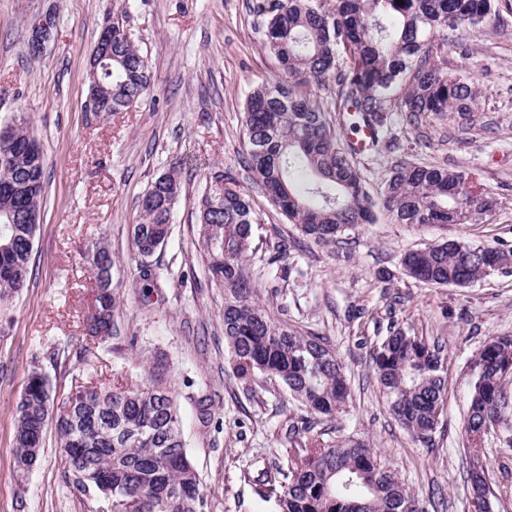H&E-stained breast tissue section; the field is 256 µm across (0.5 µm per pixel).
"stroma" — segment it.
<instances>
[{"label": "stroma", "instance_id": "1", "mask_svg": "<svg viewBox=\"0 0 512 512\" xmlns=\"http://www.w3.org/2000/svg\"><path fill=\"white\" fill-rule=\"evenodd\" d=\"M261 0H0V127L25 120L43 152L41 223L31 280L0 305V512H100V499L66 477L57 437L47 430L38 466L20 472L13 442L16 405L31 370L44 373L57 398L75 375L112 385L123 366L131 380L160 363L179 410L185 447L205 492L203 512H279L260 475L287 466L285 424L299 406L266 379L244 394L224 341V291L212 283L196 235L207 173L244 177L243 113L249 93L272 80L277 62L263 46ZM495 23L469 36L468 53L448 50V67L467 69L479 88L471 130L447 118L419 127L395 123L393 152L361 156L367 187L378 195L394 161L478 171L500 206L483 224L440 228L364 224L343 243L320 246L287 227L260 191L261 221L251 262L256 301L302 331L328 339L346 367L351 396L330 424L328 440L370 442L428 512H472L462 436L473 361L494 336L512 335V275L493 273L466 288L436 287L405 274L402 255L438 239L512 246V0H494ZM53 12L57 26L40 58H31L30 25ZM122 17L148 61L152 88L126 112L85 108L89 57L106 18ZM180 163L183 193L168 243L153 256L157 289L143 287L129 236L138 200L150 183ZM296 243L280 279L268 263L277 234ZM112 253L115 321L134 349L89 341L84 320L95 280L86 254ZM399 327L443 346L447 394L430 441L411 439L373 375L371 355ZM210 406L201 425L199 401ZM480 464L493 512H512V448L495 435Z\"/></svg>", "mask_w": 512, "mask_h": 512}]
</instances>
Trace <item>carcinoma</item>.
Instances as JSON below:
<instances>
[{
  "label": "carcinoma",
  "mask_w": 512,
  "mask_h": 512,
  "mask_svg": "<svg viewBox=\"0 0 512 512\" xmlns=\"http://www.w3.org/2000/svg\"><path fill=\"white\" fill-rule=\"evenodd\" d=\"M492 0H274L264 13V47L277 60L275 78L252 90L244 109V171L252 186L302 236L334 245L346 231L384 218L391 224H483L499 206L476 174L400 161L384 180L381 208L368 194L354 143L342 128L364 125L377 153L393 143L391 120L411 124L452 114L469 128L476 96L471 75L448 72V44L486 28ZM112 27V111L124 112L148 92L151 75L140 50ZM328 92L327 97L319 91ZM337 112L332 120L331 112ZM25 120L13 140L0 144V304L27 287L36 225L10 224L17 207L40 211L42 152L27 149ZM183 192L177 167L151 182L138 201L139 220L129 234L138 277L155 286L149 263L171 235L173 212ZM259 216L237 176H206L197 235L206 268L224 289V340L232 372L247 390L259 376L274 382L304 413L288 432L297 448L290 464L262 475L266 493L281 512H427L376 451L350 437L324 440L320 422L334 420L349 398L343 365L326 338L304 334L254 301L248 267ZM95 287L112 290V254L103 245L89 255ZM418 281L465 287L498 271L512 274V249L441 240L402 258ZM117 298L97 301L84 330L114 340L112 350L133 349L118 336ZM443 350L396 328L372 353L373 374L390 398L393 414L411 438L427 442L445 404ZM464 424L468 455L483 437L498 432L512 447V336L490 339L474 362ZM15 459L27 460L54 426L65 472L83 490L103 497L112 512H202L205 498L181 434L171 389L150 373L146 380L106 390L72 379L67 397L55 402L48 379L33 370L17 406Z\"/></svg>",
  "instance_id": "1"
}]
</instances>
